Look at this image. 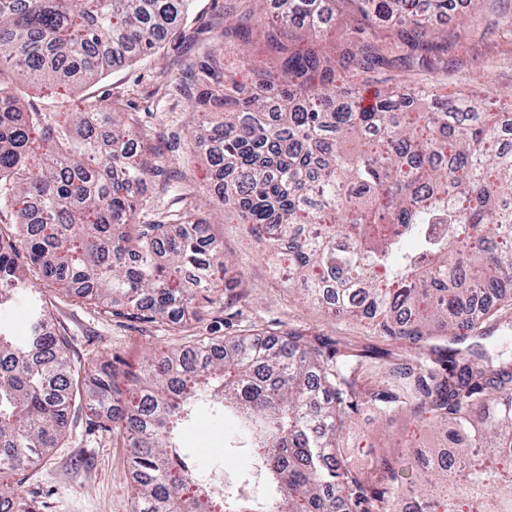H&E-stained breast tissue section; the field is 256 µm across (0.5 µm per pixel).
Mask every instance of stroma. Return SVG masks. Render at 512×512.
I'll return each instance as SVG.
<instances>
[{
	"label": "stroma",
	"mask_w": 512,
	"mask_h": 512,
	"mask_svg": "<svg viewBox=\"0 0 512 512\" xmlns=\"http://www.w3.org/2000/svg\"><path fill=\"white\" fill-rule=\"evenodd\" d=\"M239 5V0H192L187 23L156 54L73 87L39 84L23 87L20 93L22 106L44 112H71L80 104L103 101L134 117L164 168L173 171L172 186L193 185L199 213L229 261L230 287L208 305L203 321L184 332L161 322L101 312L63 290L32 280L33 289L51 300L57 329L70 336L71 356L85 364L112 360L124 387L151 361L194 345L202 336L297 331L327 349L345 342L360 353H386L395 347L367 322L342 319L308 303L300 290L289 287L270 259L266 242L253 238L248 225L238 219L235 205L220 211L212 203L208 142L190 144L188 133L201 122L195 102L213 81L189 77L187 68L207 63L208 53L220 50L222 73L234 81L240 96L259 95L253 74L258 60L254 44L224 38V24ZM420 7L431 27L448 34L439 95L450 98L475 88L490 98L512 99V0H483L474 12L466 0L447 11L436 9L434 0H422ZM358 19L354 0H328L320 32L325 50L335 51L353 37ZM233 432L231 421L208 419L186 446L200 464L207 465L223 451L225 436ZM429 440V433L412 418H381L365 407L354 415L341 446L350 467L369 473L377 459L404 460L409 447H425ZM128 454L121 437L81 415L59 448L19 475L18 490L35 501L39 512H133Z\"/></svg>",
	"instance_id": "stroma-1"
}]
</instances>
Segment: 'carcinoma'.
I'll list each match as a JSON object with an SVG mask.
<instances>
[{
	"label": "carcinoma",
	"instance_id": "obj_1",
	"mask_svg": "<svg viewBox=\"0 0 512 512\" xmlns=\"http://www.w3.org/2000/svg\"><path fill=\"white\" fill-rule=\"evenodd\" d=\"M190 0H0V314L30 308L25 335L0 317V504L36 512L3 481L46 458L86 408L128 443L134 512H512V361L468 341L512 328V111L463 93L433 108L430 72L366 101L357 80L446 52L415 0H359L358 36L328 54L297 48L284 28L319 31L311 0H279L283 28L264 31L269 99L218 89L200 101L231 110L209 130L222 182L251 232L288 255V280L336 317L371 319L408 354L365 361L296 332L204 337L152 364L126 390L110 361L73 360L46 297L16 263L99 308L177 327L223 290L224 255L192 196L150 208L164 173L134 119L90 103L78 112L22 110L19 87L78 82L154 54ZM400 17L386 38L377 30ZM251 15L224 27L247 40ZM406 413L442 437L408 466L349 469L339 438L352 414ZM207 414L234 417L250 467L216 480L184 453ZM264 493L256 492L257 486Z\"/></svg>",
	"mask_w": 512,
	"mask_h": 512
}]
</instances>
